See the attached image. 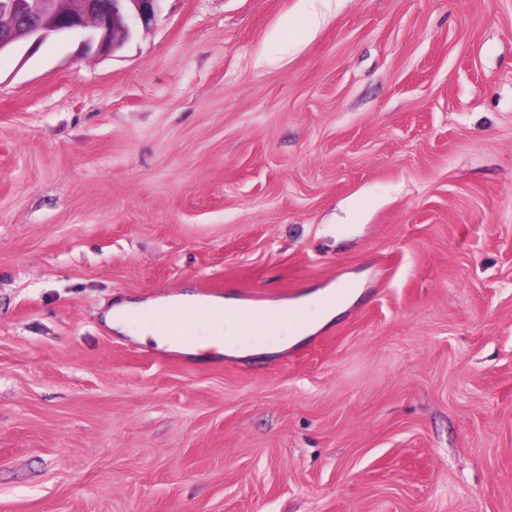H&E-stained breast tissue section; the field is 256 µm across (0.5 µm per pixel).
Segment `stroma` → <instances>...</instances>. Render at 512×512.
<instances>
[{"label":"stroma","mask_w":512,"mask_h":512,"mask_svg":"<svg viewBox=\"0 0 512 512\" xmlns=\"http://www.w3.org/2000/svg\"><path fill=\"white\" fill-rule=\"evenodd\" d=\"M302 10L0 55V512H512V0ZM345 280L282 351L103 322Z\"/></svg>","instance_id":"35a3bbf8"}]
</instances>
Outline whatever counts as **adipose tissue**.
<instances>
[{
	"label": "adipose tissue",
	"mask_w": 512,
	"mask_h": 512,
	"mask_svg": "<svg viewBox=\"0 0 512 512\" xmlns=\"http://www.w3.org/2000/svg\"><path fill=\"white\" fill-rule=\"evenodd\" d=\"M172 303L192 315L191 333L187 339L179 343L175 342L173 337L155 331L151 324L135 320L134 315L138 312L139 306L134 302L119 301L110 306L106 313V322L111 328L122 332L134 331L137 339L143 342L151 340L161 347L179 344L182 352L192 355L210 350L224 353L242 348L238 324L235 319L228 316L229 311L238 308L237 299L224 297L205 300L191 293H183L173 298ZM200 308L213 310V317L194 318V311Z\"/></svg>",
	"instance_id": "obj_1"
}]
</instances>
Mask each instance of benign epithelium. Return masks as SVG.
<instances>
[{
    "mask_svg": "<svg viewBox=\"0 0 512 512\" xmlns=\"http://www.w3.org/2000/svg\"><path fill=\"white\" fill-rule=\"evenodd\" d=\"M159 0H0V53L21 40L34 52L52 36L80 39L87 52L115 51L156 17Z\"/></svg>",
    "mask_w": 512,
    "mask_h": 512,
    "instance_id": "7a95c632",
    "label": "benign epithelium"
}]
</instances>
